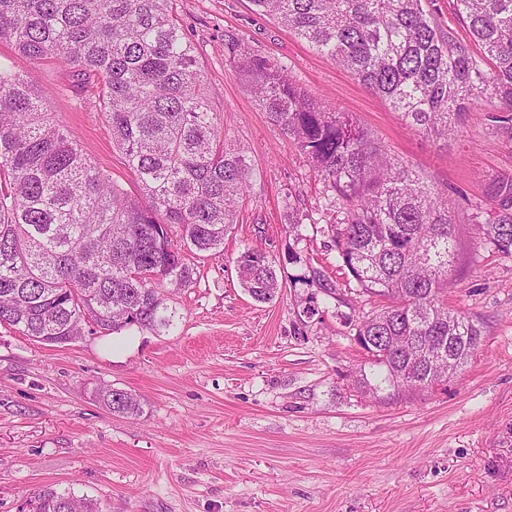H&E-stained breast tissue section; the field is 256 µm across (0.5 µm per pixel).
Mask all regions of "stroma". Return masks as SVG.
<instances>
[{
  "label": "stroma",
  "instance_id": "1",
  "mask_svg": "<svg viewBox=\"0 0 512 512\" xmlns=\"http://www.w3.org/2000/svg\"><path fill=\"white\" fill-rule=\"evenodd\" d=\"M228 143L247 149L249 188L216 255L168 297V332L96 333L62 347L0 325V512H28L41 490L71 491L101 512H512V256L477 239L474 207L495 213L512 180V122L481 101L442 143L318 54L251 0H178ZM243 37L283 64L309 96L347 112L396 161L451 200L458 258L448 306L483 331L471 360L441 388L380 402L353 379L366 361L354 326L375 298L336 261L342 204L296 141L225 60ZM0 68L22 72L92 164L125 189L133 175L112 144L93 89L0 43ZM305 218L288 233V206ZM263 248L283 288L254 301L235 259ZM300 253V263L288 260ZM336 289L321 298L309 276ZM316 298L319 312L303 309ZM136 395L139 417L112 413L99 386Z\"/></svg>",
  "mask_w": 512,
  "mask_h": 512
}]
</instances>
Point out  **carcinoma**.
I'll return each instance as SVG.
<instances>
[{
	"mask_svg": "<svg viewBox=\"0 0 512 512\" xmlns=\"http://www.w3.org/2000/svg\"><path fill=\"white\" fill-rule=\"evenodd\" d=\"M423 2L252 0L257 13L338 63L410 127L446 142L473 100L512 112V0H456L481 57ZM1 40L32 64L53 61L95 83L136 192L91 163L21 72L1 70L0 324L52 346L93 325L99 333L168 329L173 315L160 286L178 290L194 279L172 229L191 252H223L249 178L247 149L228 144L215 122L175 0H0ZM225 53L342 201L333 241L359 293L386 300L356 325L369 362L355 387L388 401L453 377L482 331L448 309L456 256L448 197L244 39L230 37ZM501 196L495 216L478 206L470 221L477 238L509 255L512 183ZM235 266L254 301L279 294L265 250L247 248ZM95 397L115 414L142 413L126 391L101 387ZM36 502L38 512H96L93 502L52 488Z\"/></svg>",
	"mask_w": 512,
	"mask_h": 512,
	"instance_id": "1",
	"label": "carcinoma"
}]
</instances>
